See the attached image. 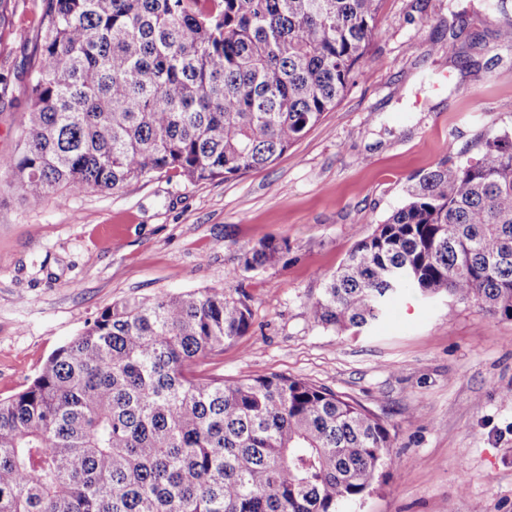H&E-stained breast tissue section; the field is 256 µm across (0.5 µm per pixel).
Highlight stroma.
Here are the masks:
<instances>
[{
  "label": "stroma",
  "instance_id": "35a3bbf8",
  "mask_svg": "<svg viewBox=\"0 0 512 512\" xmlns=\"http://www.w3.org/2000/svg\"><path fill=\"white\" fill-rule=\"evenodd\" d=\"M497 0H382L372 64L339 105L274 164L231 180L175 173L111 192L33 200L0 176V398L113 302L231 288L247 334L206 374L279 373L352 399L385 421L392 463L348 512H512V320L472 302L406 295L377 327L336 332L307 306L356 243L404 202L406 178L481 135L512 129V22ZM41 0H16L27 39L0 46L16 75L0 102V155L27 113ZM466 51L468 65L448 54ZM284 243L244 271V251Z\"/></svg>",
  "mask_w": 512,
  "mask_h": 512
}]
</instances>
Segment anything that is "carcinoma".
Instances as JSON below:
<instances>
[{
  "mask_svg": "<svg viewBox=\"0 0 512 512\" xmlns=\"http://www.w3.org/2000/svg\"><path fill=\"white\" fill-rule=\"evenodd\" d=\"M0 0V43L25 39ZM382 0H44L29 115L0 172L39 200L174 170L195 183L285 154L371 62ZM408 178L404 204L308 305L342 332L403 291L512 319V132ZM286 245L244 252L254 270ZM232 290L132 298L0 399V512H344L390 461V430L331 389L202 362L247 335Z\"/></svg>",
  "mask_w": 512,
  "mask_h": 512,
  "instance_id": "obj_1",
  "label": "carcinoma"
}]
</instances>
